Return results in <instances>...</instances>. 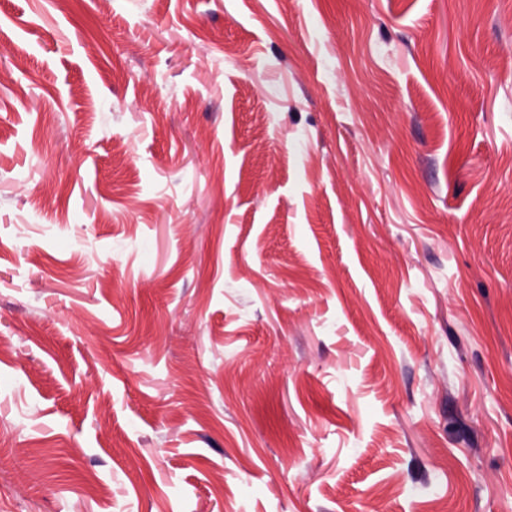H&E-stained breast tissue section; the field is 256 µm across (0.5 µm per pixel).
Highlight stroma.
Instances as JSON below:
<instances>
[{
  "label": "stroma",
  "instance_id": "1",
  "mask_svg": "<svg viewBox=\"0 0 512 512\" xmlns=\"http://www.w3.org/2000/svg\"><path fill=\"white\" fill-rule=\"evenodd\" d=\"M0 512H512V0H0Z\"/></svg>",
  "mask_w": 512,
  "mask_h": 512
}]
</instances>
